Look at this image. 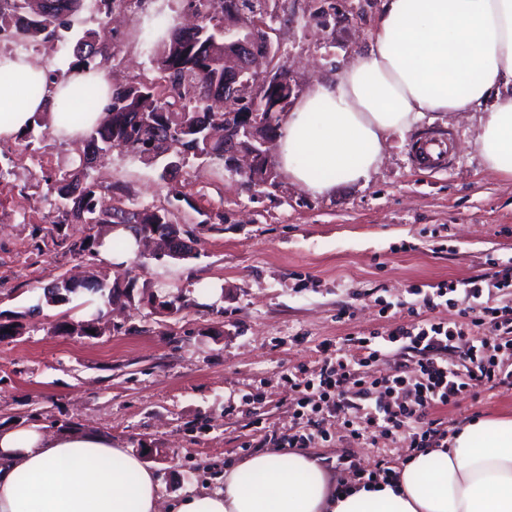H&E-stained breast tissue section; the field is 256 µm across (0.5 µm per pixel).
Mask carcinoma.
<instances>
[{
	"label": "carcinoma",
	"instance_id": "obj_1",
	"mask_svg": "<svg viewBox=\"0 0 512 512\" xmlns=\"http://www.w3.org/2000/svg\"><path fill=\"white\" fill-rule=\"evenodd\" d=\"M24 0H0V33L8 42L23 41L39 45L49 40L65 37L71 29V18L80 8L81 0H56L57 7L44 17H34L21 3ZM188 9L200 17L203 27L224 23V10L231 11L229 19L249 26L258 20L266 22V0H219V10H206L205 0H186ZM74 52L84 68L105 70L115 53L110 46L96 42V34L85 31L77 40ZM156 65L159 80L148 85L132 82L119 85L112 91V101L104 117L81 138L83 165H88L100 155L114 150L130 152L129 145H136L133 154L154 159L172 152L180 163L188 156L210 164L224 163V143L207 137L204 124L223 121L227 112L255 111L267 116L269 109L263 99L243 101L233 91L224 92V40L201 36L198 32L174 27L169 39L162 42L157 53ZM215 95L226 101L224 110L212 109L209 99ZM82 171L74 169L56 174L48 179L49 192L57 195L53 209L61 214V224H85L92 214L99 215L100 224L115 223L112 214L97 209L98 186L81 179ZM136 217V223L168 226L171 220L162 208L119 209ZM102 242L87 238L72 243L70 251L91 258L99 254ZM125 285H107L97 278L85 281H67L59 278L43 288L45 304L68 303L81 291H92L112 304L118 299V288Z\"/></svg>",
	"mask_w": 512,
	"mask_h": 512
}]
</instances>
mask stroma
<instances>
[{
  "mask_svg": "<svg viewBox=\"0 0 512 512\" xmlns=\"http://www.w3.org/2000/svg\"><path fill=\"white\" fill-rule=\"evenodd\" d=\"M383 0H268L272 60L290 77L294 95L338 74L370 42ZM144 12L117 25L112 79L150 82L157 42L144 36ZM98 0H82L72 35L41 45L37 57L52 76L77 60L74 33L98 29ZM475 112L424 118L389 138L377 172L366 182L315 196L278 175L254 191L237 176L189 160L172 177L162 167L111 152L84 172L112 186L104 203L163 207L186 230L194 256L128 264L131 305L106 314L88 339L54 333L87 319L93 305L75 298L32 313L43 288L61 277L96 274L113 282L118 269L102 257L68 251L66 240L108 236L94 224L53 222L45 176L79 164V141L31 126L0 142V320L22 321L23 335L0 342V427L41 422L61 431H100L141 454L164 498L224 482V470L302 430L289 376L312 377L329 351L351 336L408 323L413 289L512 271V180L486 170L473 140ZM449 139L452 154L423 170L411 147ZM221 281L219 300L201 302ZM182 294L176 313L159 308ZM396 308L382 312V302ZM448 428L474 418L512 417V391L479 387L457 405L436 410ZM326 439L309 451L337 480L354 465L385 461L401 468L403 435L372 430L348 436L326 416Z\"/></svg>",
  "mask_w": 512,
  "mask_h": 512,
  "instance_id": "1",
  "label": "stroma"
}]
</instances>
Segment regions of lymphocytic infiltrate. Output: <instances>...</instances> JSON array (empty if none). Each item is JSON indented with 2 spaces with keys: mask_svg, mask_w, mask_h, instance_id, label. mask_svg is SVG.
Masks as SVG:
<instances>
[{
  "mask_svg": "<svg viewBox=\"0 0 512 512\" xmlns=\"http://www.w3.org/2000/svg\"><path fill=\"white\" fill-rule=\"evenodd\" d=\"M483 288L440 285L423 291L417 305L408 307L410 323L383 333L353 337L350 348H337L326 357L313 378H289L301 414L323 411L341 415L350 438L366 436L369 428L403 434L410 453L440 447L448 437L443 421L431 418L436 408L454 404L482 384L512 390V306H480ZM456 294L461 316L485 329L488 339L467 336L463 327L435 321L440 298ZM396 356L392 373L371 377L370 366ZM414 371H405L403 357Z\"/></svg>",
  "mask_w": 512,
  "mask_h": 512,
  "instance_id": "1",
  "label": "lymphocytic infiltrate"
}]
</instances>
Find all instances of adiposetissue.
Masks as SVG:
<instances>
[{
	"instance_id": "ef3b65f1",
	"label": "adipose tissue",
	"mask_w": 512,
	"mask_h": 512,
	"mask_svg": "<svg viewBox=\"0 0 512 512\" xmlns=\"http://www.w3.org/2000/svg\"><path fill=\"white\" fill-rule=\"evenodd\" d=\"M91 87L79 101L74 92ZM112 100L106 72L49 80L23 53H0V141L48 113L73 139ZM482 108L474 141L485 168L512 178V0H385L368 50L313 84L282 115L280 170L316 195L368 181L388 138L429 113ZM79 112L72 123L62 117ZM397 481L337 493L302 451L269 450L225 470L223 487L163 499L143 460L90 430L0 427V512H512V418L475 419Z\"/></svg>"
}]
</instances>
